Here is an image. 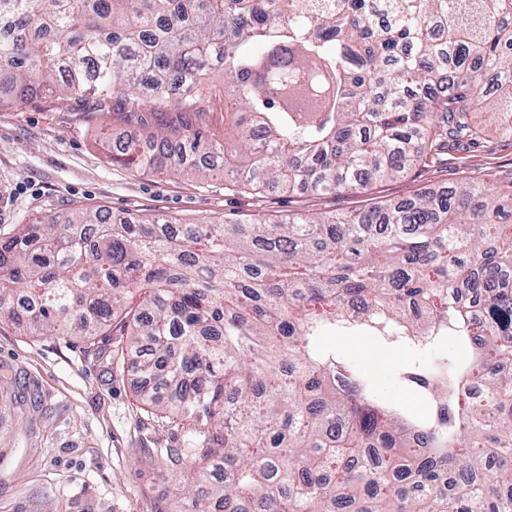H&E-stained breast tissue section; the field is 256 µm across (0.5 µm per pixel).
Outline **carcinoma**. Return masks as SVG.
I'll return each mask as SVG.
<instances>
[{
  "label": "carcinoma",
  "instance_id": "obj_1",
  "mask_svg": "<svg viewBox=\"0 0 512 512\" xmlns=\"http://www.w3.org/2000/svg\"><path fill=\"white\" fill-rule=\"evenodd\" d=\"M56 94L157 120L113 153L137 171L359 192L479 142L488 99L512 132V0H0V104ZM509 273L512 182L280 221L77 209L0 239V318L141 351L177 512H512ZM330 334L434 351L404 377L427 412Z\"/></svg>",
  "mask_w": 512,
  "mask_h": 512
}]
</instances>
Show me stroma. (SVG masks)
Wrapping results in <instances>:
<instances>
[{
  "label": "stroma",
  "instance_id": "35a3bbf8",
  "mask_svg": "<svg viewBox=\"0 0 512 512\" xmlns=\"http://www.w3.org/2000/svg\"><path fill=\"white\" fill-rule=\"evenodd\" d=\"M120 113L91 100L36 98L0 106V238L32 218L77 207L142 217L162 213L183 224L203 219L271 218L359 210L401 202L455 182L512 181V134L488 127L478 144L450 148L440 163L373 185L367 193L229 191L220 178L138 172L113 162L111 145L134 132ZM100 357L64 336H34L0 320V512H175L178 481L145 448H166L175 430L143 406L141 375L113 358L116 339L97 335ZM326 347L361 363L379 391L421 413L425 403L403 370L428 360L368 337L335 336Z\"/></svg>",
  "mask_w": 512,
  "mask_h": 512
}]
</instances>
